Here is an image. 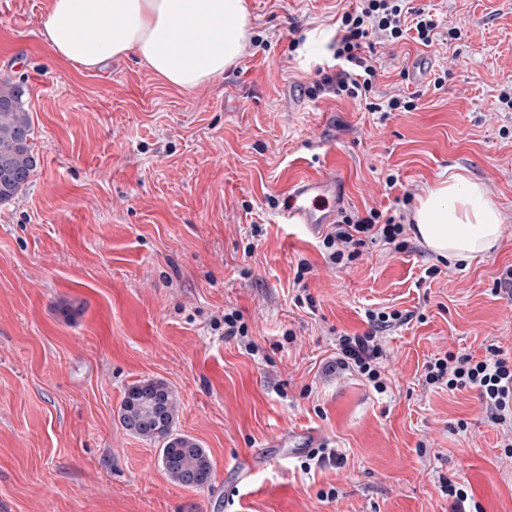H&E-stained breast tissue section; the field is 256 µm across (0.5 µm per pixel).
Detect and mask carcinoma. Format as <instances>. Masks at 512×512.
Masks as SVG:
<instances>
[{
	"mask_svg": "<svg viewBox=\"0 0 512 512\" xmlns=\"http://www.w3.org/2000/svg\"><path fill=\"white\" fill-rule=\"evenodd\" d=\"M32 120L18 86L0 83V203L11 200L29 181L36 166L29 140ZM176 399L162 381L147 380L130 385L124 395L120 417L126 430L161 444V463L175 482L204 488L212 481V464L194 439L174 432Z\"/></svg>",
	"mask_w": 512,
	"mask_h": 512,
	"instance_id": "1",
	"label": "carcinoma"
}]
</instances>
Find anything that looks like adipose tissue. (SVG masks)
Segmentation results:
<instances>
[{
	"mask_svg": "<svg viewBox=\"0 0 512 512\" xmlns=\"http://www.w3.org/2000/svg\"><path fill=\"white\" fill-rule=\"evenodd\" d=\"M248 26L246 0H48L42 37L83 70L132 56L168 84L192 89L236 63ZM188 33L198 39L190 55L181 50ZM414 221L424 245L453 262L490 251L501 236L486 187L453 171L420 198Z\"/></svg>",
	"mask_w": 512,
	"mask_h": 512,
	"instance_id": "adipose-tissue-1",
	"label": "adipose tissue"
}]
</instances>
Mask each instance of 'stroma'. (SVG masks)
<instances>
[{
	"label": "stroma",
	"instance_id": "stroma-1",
	"mask_svg": "<svg viewBox=\"0 0 512 512\" xmlns=\"http://www.w3.org/2000/svg\"><path fill=\"white\" fill-rule=\"evenodd\" d=\"M247 2L237 63L184 90L132 57L77 69L42 38L47 0H0V80L24 90L37 161L0 204V512H449L442 476L512 512V459L477 391L423 382L446 350L512 355V298L494 292L512 265V0H412L441 39L379 48L377 92L420 95L384 121L307 93L347 0ZM329 168L351 215L460 172L496 202L500 241L430 279L438 258L409 229V250L338 268L322 235L277 218L296 175ZM384 307L415 319L385 334L380 394L337 370L336 338ZM234 309L247 342L224 336ZM151 379L206 449L209 487L173 482L122 426L127 387ZM320 447L335 459L306 467Z\"/></svg>",
	"mask_w": 512,
	"mask_h": 512
}]
</instances>
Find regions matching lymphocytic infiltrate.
I'll list each match as a JSON object with an SVG mask.
<instances>
[{
  "instance_id": "lymphocytic-infiltrate-1",
  "label": "lymphocytic infiltrate",
  "mask_w": 512,
  "mask_h": 512,
  "mask_svg": "<svg viewBox=\"0 0 512 512\" xmlns=\"http://www.w3.org/2000/svg\"><path fill=\"white\" fill-rule=\"evenodd\" d=\"M336 36L331 44L332 63L317 67L318 79L311 88L312 96L331 94L347 97L365 110L388 118L394 112L417 110L416 95L377 97L376 48L412 39L431 46L440 21L425 9L409 7L408 0H355L354 7L344 11L336 21ZM406 215L400 206L384 211L368 209L366 216L348 214L333 224L322 241L331 264L349 267L371 244H383L400 252L406 250L403 238ZM369 326L364 334H343L336 338V366L361 375L378 392H385L382 373L386 351L384 332L409 323L413 315L399 310H369L365 313ZM424 383L434 388L476 390L486 416L503 430L502 446L512 458V358L504 357L499 347L488 346L482 358L451 351L430 359L425 364Z\"/></svg>"
}]
</instances>
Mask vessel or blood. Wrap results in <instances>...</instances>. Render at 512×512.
<instances>
[{
	"instance_id": "vessel-or-blood-1",
	"label": "vessel or blood",
	"mask_w": 512,
	"mask_h": 512,
	"mask_svg": "<svg viewBox=\"0 0 512 512\" xmlns=\"http://www.w3.org/2000/svg\"><path fill=\"white\" fill-rule=\"evenodd\" d=\"M335 192V173L294 178L288 185L283 206L277 213L280 223L300 224L312 233L322 231L326 225L334 223L336 212L318 208L316 201Z\"/></svg>"
}]
</instances>
